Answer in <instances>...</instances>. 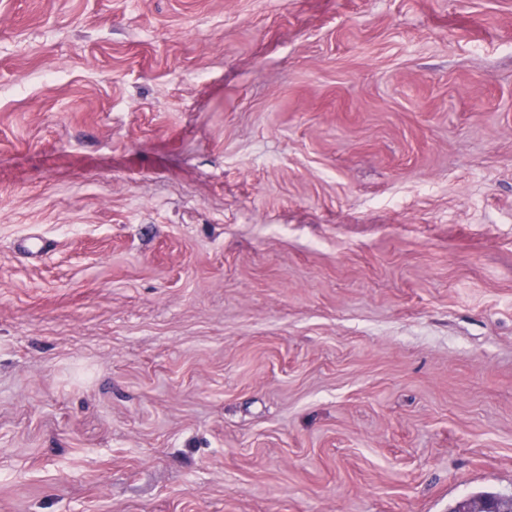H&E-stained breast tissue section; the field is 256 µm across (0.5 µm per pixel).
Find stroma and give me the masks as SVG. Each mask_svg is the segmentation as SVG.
<instances>
[{"mask_svg": "<svg viewBox=\"0 0 512 512\" xmlns=\"http://www.w3.org/2000/svg\"><path fill=\"white\" fill-rule=\"evenodd\" d=\"M512 495V0H0V512Z\"/></svg>", "mask_w": 512, "mask_h": 512, "instance_id": "35a3bbf8", "label": "stroma"}]
</instances>
